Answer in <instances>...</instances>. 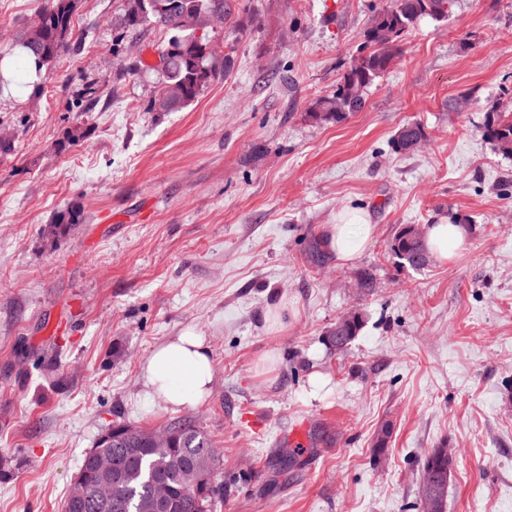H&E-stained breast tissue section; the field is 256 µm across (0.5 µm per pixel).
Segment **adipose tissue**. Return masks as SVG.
<instances>
[{
	"mask_svg": "<svg viewBox=\"0 0 512 512\" xmlns=\"http://www.w3.org/2000/svg\"><path fill=\"white\" fill-rule=\"evenodd\" d=\"M372 236L368 224H327L323 244L340 264L356 261ZM140 380L154 399L176 410L208 398L215 380L212 351L204 336L186 331L162 343L146 361Z\"/></svg>",
	"mask_w": 512,
	"mask_h": 512,
	"instance_id": "adipose-tissue-1",
	"label": "adipose tissue"
}]
</instances>
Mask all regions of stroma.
<instances>
[{"label":"stroma","mask_w":512,"mask_h":512,"mask_svg":"<svg viewBox=\"0 0 512 512\" xmlns=\"http://www.w3.org/2000/svg\"><path fill=\"white\" fill-rule=\"evenodd\" d=\"M51 2L0 0V54ZM375 2L227 0L208 37L232 70L188 107L149 112L157 74L131 67L157 64L164 30L113 51L121 0H77L80 50L0 86V512H63L105 431L181 420L238 479L215 512H422L421 463L441 446L446 512H512V159L479 131L491 105L512 112V0L420 19L361 111L312 120ZM415 121L422 147L393 153ZM72 207L80 222L49 235ZM355 215L371 241L341 265L322 227ZM453 215L469 224L451 259L398 266L400 227ZM355 310L363 329L330 349ZM188 327L210 343L215 385L173 412L140 369ZM304 421L308 446L278 473Z\"/></svg>","instance_id":"35a3bbf8"}]
</instances>
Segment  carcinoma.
Instances as JSON below:
<instances>
[{
    "label": "carcinoma",
    "instance_id": "carcinoma-1",
    "mask_svg": "<svg viewBox=\"0 0 512 512\" xmlns=\"http://www.w3.org/2000/svg\"><path fill=\"white\" fill-rule=\"evenodd\" d=\"M455 0H390L375 7L368 27L363 32L358 55L343 74L336 90L317 99L310 117L320 122L340 123L359 112L375 81L391 67L402 50V40L410 26L428 16L444 19ZM74 0H52L40 14L41 21L29 27L15 40L13 49L23 50L35 64L36 75L48 70L73 43L72 15ZM227 12L224 0H124L116 29L146 25L163 28L169 38L159 49L160 77L157 90L146 104V110L176 112L192 103L203 88L221 72H229L232 60L219 63L210 40L197 35L224 23ZM482 136L495 152L512 159V113L494 108L486 113ZM425 137L418 123L402 126L392 139L393 148L408 152L407 141ZM80 212L70 209L62 213L51 233L64 234L79 222ZM406 225L389 243L391 254L402 267L421 269L428 264L429 252L425 236L411 234ZM170 433L169 448L159 451L147 442L153 428L121 425L113 428L109 439L99 442L87 452L79 473L82 482L72 485L65 502V512H153L156 486L169 489L168 512H212L214 504L224 498V482L217 479L219 456L211 441L191 420L166 427ZM107 460H117L122 478L112 483V468H101L93 453ZM452 467L443 449L432 451L422 463V484L434 481L437 474Z\"/></svg>",
    "mask_w": 512,
    "mask_h": 512
}]
</instances>
